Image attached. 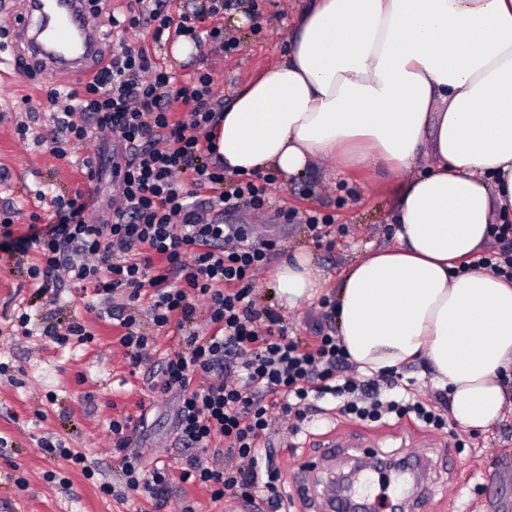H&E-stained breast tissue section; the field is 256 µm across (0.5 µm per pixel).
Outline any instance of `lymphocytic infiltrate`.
<instances>
[{"label": "lymphocytic infiltrate", "mask_w": 512, "mask_h": 512, "mask_svg": "<svg viewBox=\"0 0 512 512\" xmlns=\"http://www.w3.org/2000/svg\"><path fill=\"white\" fill-rule=\"evenodd\" d=\"M168 0H140L138 8L112 16L113 29L151 27L153 40L166 31L202 46L204 37L238 49L223 29L201 34L191 15L172 17ZM175 76L143 48L121 44L82 89H51V151L95 139H115L109 160L114 193L91 216L87 204L56 198V223L18 236L15 212L0 208V242L9 252L35 251L28 277L92 292L103 314L115 321L122 354L131 368L153 355L151 329L175 327L184 349L166 354L155 371V390L175 394V428L186 451L179 476L163 461L146 466L129 446L137 427L115 419L112 451L120 459L123 497L149 499L164 512L173 479L205 487L212 501L237 498L266 502L281 512L283 476L262 459L261 443L275 418L303 422L310 394L344 397L342 411L362 421L415 416L442 428L436 408L419 401H381L377 380L347 375V358L335 330L316 323L305 341L289 339L275 313L257 312L252 298L257 275L277 249V239L250 224H228L225 214L245 206L270 207L260 180L231 179L215 160L212 129L217 110L212 77L201 72L175 84ZM147 301L150 326L132 303ZM205 325L207 333L196 332Z\"/></svg>", "instance_id": "1"}]
</instances>
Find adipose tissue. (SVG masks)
Here are the masks:
<instances>
[{
  "label": "adipose tissue",
  "instance_id": "ef3b65f1",
  "mask_svg": "<svg viewBox=\"0 0 512 512\" xmlns=\"http://www.w3.org/2000/svg\"><path fill=\"white\" fill-rule=\"evenodd\" d=\"M216 152L239 172L434 169L396 191L393 244L354 263L338 337L374 376L426 359L462 428L503 420L512 393V280L467 264L512 215V0H311L281 63L222 112ZM307 255L272 274L295 306Z\"/></svg>",
  "mask_w": 512,
  "mask_h": 512
}]
</instances>
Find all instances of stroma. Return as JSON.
<instances>
[{
	"instance_id": "1",
	"label": "stroma",
	"mask_w": 512,
	"mask_h": 512,
	"mask_svg": "<svg viewBox=\"0 0 512 512\" xmlns=\"http://www.w3.org/2000/svg\"><path fill=\"white\" fill-rule=\"evenodd\" d=\"M307 3L261 0V17L251 16L245 6L202 20L201 32L218 26L225 36L237 40L239 48L231 55L210 41L203 51L178 58L172 53V41L154 45L146 28L126 32L125 39L150 47L177 82H185L195 72L210 73L216 99L228 104L247 83L279 61L294 19ZM242 14L249 17L243 25L237 22ZM60 85L52 74L32 73L26 65L15 64L12 43L0 47V207L13 208V231L18 236L29 234L34 215L51 213L53 196L91 197L102 205L112 195L110 175L98 181L83 177V164L93 159L94 146L73 149L64 158L51 151L53 123L45 95ZM25 96L30 99L26 105L21 102ZM29 105L35 108L29 121L32 132L44 139L40 145L19 141L14 133L16 118ZM407 178L404 172L391 175L376 168H345L335 159L320 158L305 174L279 178L271 188V210L244 208L231 214L229 223L255 225L280 241L279 251L271 253L257 276L256 309L278 314L290 338H309L314 324L332 314V307L323 306L322 301L335 299L345 271L368 251L389 242L395 190ZM277 206L293 211V219L275 218ZM312 214L335 217L338 227L330 234L331 244L315 242L306 224ZM297 253L310 257L321 290L317 297L289 308L273 294L272 273ZM34 259L31 252L0 253V363L8 364L10 372L9 378H0V438L7 441L0 448V512H149L151 504L145 499H118L99 489L104 482L116 488L121 485L109 423L126 415L144 417L148 425L132 451L148 461L162 458L176 476L168 512H180L185 501L194 504L196 512H224L223 503L212 502L207 489L177 479L183 461L174 427L175 396L152 389L147 367L133 370L123 362L111 323L89 311L84 298L65 290L53 303L49 291L33 287L27 269ZM20 308L31 317L27 337L8 333ZM75 320L93 333L91 343L63 349L44 334L45 327L62 328ZM318 405L319 414L292 436L293 453L282 452V431L273 432L270 439L288 490H296L298 472L323 443L347 437L358 440V447L325 462L314 476L318 484H325L354 460L368 459L373 451L396 458L424 454L437 463L420 472L418 488L432 491L420 512H512L511 404L505 408L504 421L487 431L461 428L447 405L441 408L445 426L439 430L405 419L353 421L343 417L337 400L329 397ZM49 434L67 448L85 453L96 466L93 478H85L62 457L42 451L39 441ZM48 471L69 478L67 492L44 480ZM20 477L27 481L22 489L15 484ZM354 490L367 494L376 512H389V502L404 495L394 475L371 470L361 473Z\"/></svg>"
}]
</instances>
